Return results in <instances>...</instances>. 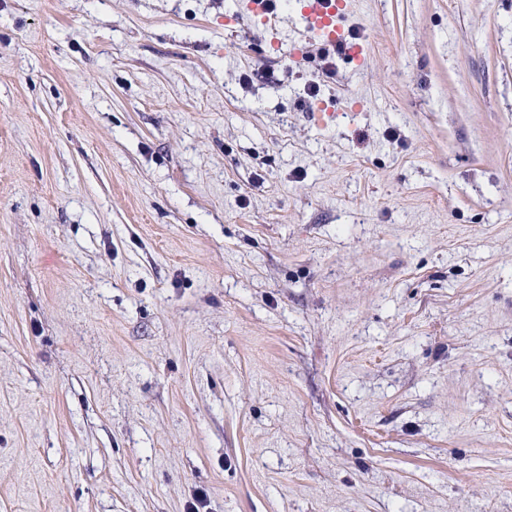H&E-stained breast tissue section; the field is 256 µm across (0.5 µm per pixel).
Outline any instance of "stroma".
Segmentation results:
<instances>
[{
	"instance_id": "obj_1",
	"label": "stroma",
	"mask_w": 512,
	"mask_h": 512,
	"mask_svg": "<svg viewBox=\"0 0 512 512\" xmlns=\"http://www.w3.org/2000/svg\"><path fill=\"white\" fill-rule=\"evenodd\" d=\"M0 0V512H512V0ZM295 12L307 38L323 45L342 47L347 55L363 60L362 46L350 45L345 20L348 0H301Z\"/></svg>"
}]
</instances>
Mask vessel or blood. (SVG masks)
I'll list each match as a JSON object with an SVG mask.
<instances>
[{"label": "vessel or blood", "mask_w": 512, "mask_h": 512, "mask_svg": "<svg viewBox=\"0 0 512 512\" xmlns=\"http://www.w3.org/2000/svg\"><path fill=\"white\" fill-rule=\"evenodd\" d=\"M349 0H300L296 12L304 33L310 40L344 48L347 55L362 59V46L350 43L345 25Z\"/></svg>", "instance_id": "1"}]
</instances>
